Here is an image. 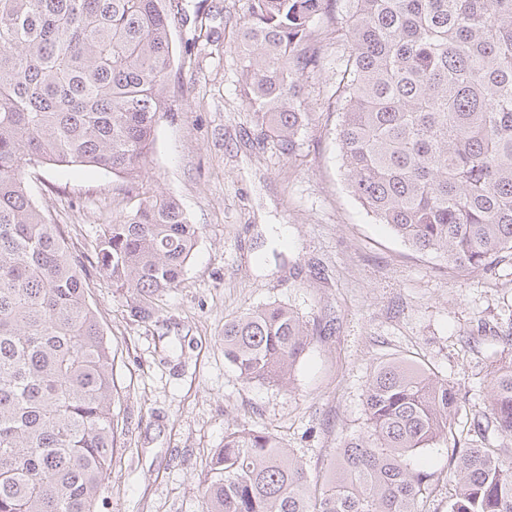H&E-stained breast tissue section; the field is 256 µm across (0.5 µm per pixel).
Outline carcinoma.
Here are the masks:
<instances>
[{
  "mask_svg": "<svg viewBox=\"0 0 512 512\" xmlns=\"http://www.w3.org/2000/svg\"><path fill=\"white\" fill-rule=\"evenodd\" d=\"M328 0H249L238 50L263 138L291 153L309 120L302 77ZM350 51L336 128L350 193L415 252L453 271L512 256V0H346ZM167 0H0V512H93L120 447L112 351L82 265L31 198L24 171L52 163L146 177L174 62ZM201 236L172 197L151 194L105 224L99 274L133 316L176 288ZM292 309L224 322V360L244 383L287 387L312 344ZM487 405L456 431L460 391L401 358L363 393L366 423L313 485L268 432L224 433L200 486L203 512H421L435 473L408 459L453 441L448 512H512V359Z\"/></svg>",
  "mask_w": 512,
  "mask_h": 512,
  "instance_id": "obj_1",
  "label": "carcinoma"
}]
</instances>
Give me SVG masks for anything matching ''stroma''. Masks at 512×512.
<instances>
[{
	"label": "stroma",
	"mask_w": 512,
	"mask_h": 512,
	"mask_svg": "<svg viewBox=\"0 0 512 512\" xmlns=\"http://www.w3.org/2000/svg\"><path fill=\"white\" fill-rule=\"evenodd\" d=\"M167 74L171 110L145 160L152 191L175 198L202 235L180 285L146 322L132 298L90 272L88 298L112 348L121 446L95 512H202L200 479L224 432L277 435L313 477L328 475L345 437L365 422L363 391L379 363L400 357L439 372L485 408L493 360L512 354V260L457 274L415 253L350 195L336 142V87L349 44L343 0L313 27L319 65L303 80L313 118L292 153L260 140L243 101L237 45L248 0H179ZM209 16L206 26L195 17ZM36 203L71 251L93 258L102 224L135 209L123 178L92 167L28 171ZM279 303L317 334L287 388L245 384L224 361V323ZM451 451L418 454L440 477L425 512H448Z\"/></svg>",
	"instance_id": "obj_1"
}]
</instances>
